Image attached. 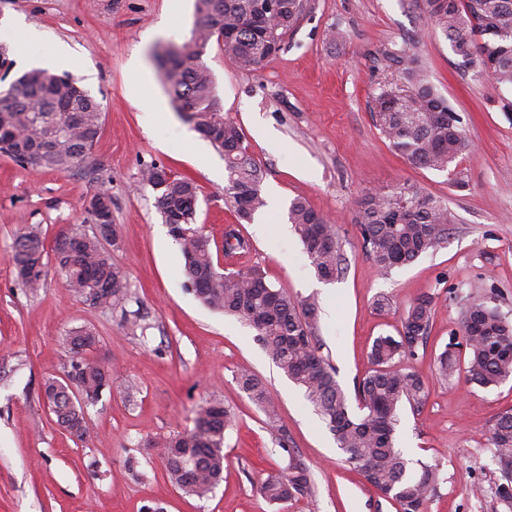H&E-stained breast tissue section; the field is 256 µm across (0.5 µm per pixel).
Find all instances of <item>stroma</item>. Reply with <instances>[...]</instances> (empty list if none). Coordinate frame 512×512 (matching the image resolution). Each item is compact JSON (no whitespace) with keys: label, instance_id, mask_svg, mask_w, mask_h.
<instances>
[{"label":"stroma","instance_id":"obj_1","mask_svg":"<svg viewBox=\"0 0 512 512\" xmlns=\"http://www.w3.org/2000/svg\"><path fill=\"white\" fill-rule=\"evenodd\" d=\"M194 21V0H0V45L12 59L45 64L66 48L82 60L73 76L103 113L90 163L71 171L31 172L0 155V512H141L151 502L163 512L397 510L347 461L255 330L184 287L179 247L141 181L153 163L197 184L196 221L221 268H259L275 287L316 303L322 352L346 392L370 370L373 340L396 335L407 305L432 293L433 329L403 361L422 377L426 400L419 411L401 410L396 443L411 473L424 463L441 471L426 512H512L495 494L489 441L492 419L512 410V378L484 388L462 367L442 378L436 362L448 342L464 343L472 300L493 301L512 320V88L463 64L424 23L416 0H310L283 51L254 70L237 68L211 45L204 61L221 111L264 170L265 196L280 202L263 221L241 224L227 203L223 157L174 110L153 59L157 47L186 42ZM333 31L339 40H330ZM405 42L474 146L458 164L461 185L408 163L375 124L373 93L399 82L381 53ZM136 51L146 71L140 80L131 76ZM260 126L267 137L256 136ZM202 155L207 163H199ZM405 183L447 202L455 221L447 247L384 274L366 256L353 213L368 191ZM102 184L112 193L117 238L109 249L126 273L124 306L84 303L53 270L30 293L14 274L17 235L37 225L51 245L63 233L90 232L87 200ZM298 197L338 230L345 271L337 281L318 278L292 229L288 209ZM233 224L250 248L228 258L224 231ZM382 295L392 304L385 315L374 307ZM134 311L136 326L126 318ZM82 326L98 336L88 358L112 377L87 407L94 432L84 442L54 422L42 396L48 379L70 370L65 337ZM245 370L276 398V421L240 389ZM212 400L230 409L234 424L225 434L224 478L198 498L172 485L151 443L193 428L199 407ZM283 437L309 467L313 489L272 504L257 488L286 466Z\"/></svg>","mask_w":512,"mask_h":512}]
</instances>
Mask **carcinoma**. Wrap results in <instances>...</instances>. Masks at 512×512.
<instances>
[{
  "mask_svg": "<svg viewBox=\"0 0 512 512\" xmlns=\"http://www.w3.org/2000/svg\"><path fill=\"white\" fill-rule=\"evenodd\" d=\"M271 8L259 13V0H195L196 22L191 37L181 46H161L155 52L173 105L184 111L191 97L198 111L186 115L210 144L224 155L229 200L238 221L249 222L266 206L264 170L244 143L241 129L224 119L213 93V77L204 61L212 42L237 67L253 70L283 49L285 38L298 25L308 0H270ZM426 23L440 30L462 62L476 65L504 86L512 87V0H422ZM382 62L394 70L401 84L383 85L373 95L376 126L396 152L409 163L457 175L451 165L470 151L462 120L429 81L413 47L405 44L382 53ZM36 83H23L0 91V125L13 131L0 153L19 167L66 172L90 159L102 125L100 104L68 74L36 69ZM73 100V111H55L58 100ZM52 136L47 159H28L33 143ZM142 183L155 192L163 223L180 248L186 286L210 307L236 317L254 328L258 340L279 369L304 390L337 448L348 450L347 461L357 465L370 486L395 501L398 512H424L429 492L439 482V470L424 465L408 471V462L395 446V430L404 405L419 409L426 399L423 380L400 362L426 343L434 322V296L424 292L409 305L397 335L379 336L372 344V369L355 385V402L336 379V369L322 355L318 336V307L300 303L287 291L266 281L258 268L226 272L214 263L210 237L196 224L198 186L163 165L142 171ZM86 212L91 223L112 215V194L96 189ZM288 219L318 277L333 281L343 273L335 225L308 203L294 199ZM454 216L447 204L406 184L393 191L365 194L354 212L366 255L382 272L409 265L422 253L448 243V225ZM76 253L54 251L57 271L66 288L83 301L100 306L121 304L128 296L125 272L94 233L73 231ZM247 248L236 230L225 232L224 252L232 256ZM45 238L33 226L19 233L13 263L19 283L32 291L45 280ZM470 379L483 387L495 386L512 376V323L498 307L484 299L468 305L462 320ZM97 341L90 329L66 337L77 360L68 381L51 379L43 386L56 424L83 441L90 433L85 407L110 386V374L82 357L83 349ZM461 352L450 343L438 358L444 377L454 374ZM238 384L264 414L273 419L277 405L267 387L247 371ZM232 417L219 402L200 407L194 428L155 441L169 478L183 492L208 496L224 474V436ZM490 442L501 483L498 497L512 506V413L495 417ZM279 447L287 457L281 471L259 483L260 495L272 504L306 497L311 493L308 466L285 440Z\"/></svg>",
  "mask_w": 512,
  "mask_h": 512,
  "instance_id": "cac0c4a2",
  "label": "carcinoma"
}]
</instances>
